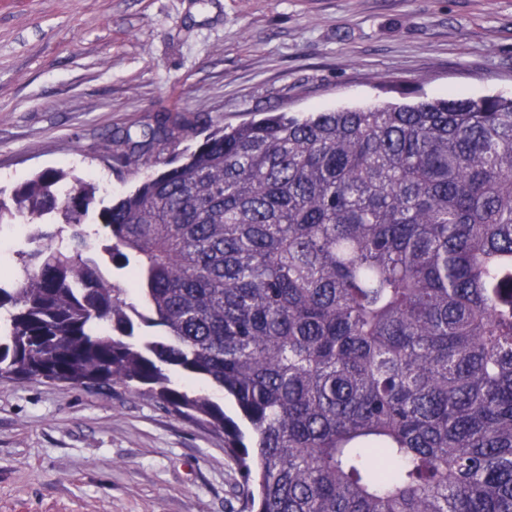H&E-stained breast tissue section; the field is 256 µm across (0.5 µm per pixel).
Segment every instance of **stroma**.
Segmentation results:
<instances>
[{"label": "stroma", "mask_w": 512, "mask_h": 512, "mask_svg": "<svg viewBox=\"0 0 512 512\" xmlns=\"http://www.w3.org/2000/svg\"><path fill=\"white\" fill-rule=\"evenodd\" d=\"M512 95V0H0V188L48 168L105 199L217 127ZM183 113L151 168L114 134ZM223 435L147 393L0 378V512H237Z\"/></svg>", "instance_id": "1"}]
</instances>
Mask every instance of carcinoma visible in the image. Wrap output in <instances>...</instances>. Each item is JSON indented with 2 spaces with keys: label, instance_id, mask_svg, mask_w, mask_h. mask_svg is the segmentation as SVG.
<instances>
[{
  "label": "carcinoma",
  "instance_id": "cac0c4a2",
  "mask_svg": "<svg viewBox=\"0 0 512 512\" xmlns=\"http://www.w3.org/2000/svg\"><path fill=\"white\" fill-rule=\"evenodd\" d=\"M190 125L158 112L112 154L149 167ZM67 177L0 189V224L30 225L0 273V377L120 384L208 424L239 512H512L511 96L217 128L98 209Z\"/></svg>",
  "mask_w": 512,
  "mask_h": 512
}]
</instances>
